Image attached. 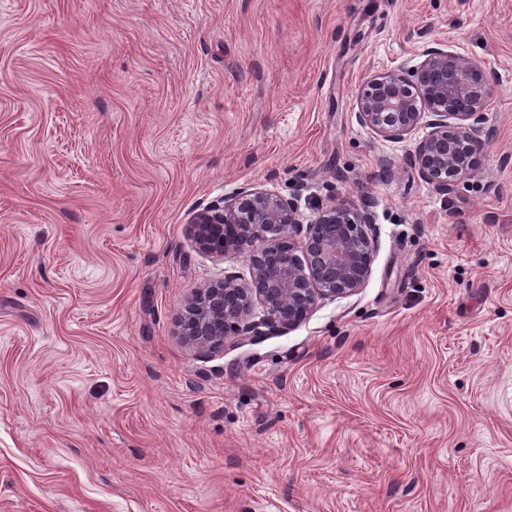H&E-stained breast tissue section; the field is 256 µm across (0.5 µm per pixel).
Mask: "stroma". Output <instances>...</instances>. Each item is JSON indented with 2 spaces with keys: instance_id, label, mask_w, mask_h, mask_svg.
<instances>
[{
  "instance_id": "35a3bbf8",
  "label": "stroma",
  "mask_w": 512,
  "mask_h": 512,
  "mask_svg": "<svg viewBox=\"0 0 512 512\" xmlns=\"http://www.w3.org/2000/svg\"><path fill=\"white\" fill-rule=\"evenodd\" d=\"M438 43L495 77L446 197L356 120ZM246 188L368 198L371 274L200 355ZM0 512H512V0H0Z\"/></svg>"
}]
</instances>
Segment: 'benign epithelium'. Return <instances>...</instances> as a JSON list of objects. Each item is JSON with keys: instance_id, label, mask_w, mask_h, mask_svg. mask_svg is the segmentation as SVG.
<instances>
[{"instance_id": "7a95c632", "label": "benign epithelium", "mask_w": 512, "mask_h": 512, "mask_svg": "<svg viewBox=\"0 0 512 512\" xmlns=\"http://www.w3.org/2000/svg\"><path fill=\"white\" fill-rule=\"evenodd\" d=\"M492 85L481 62L431 47L410 79L394 72L366 78L357 120L394 140L426 125L428 134L405 164L446 198L455 183L479 172ZM373 223L364 198L334 202L305 225L291 199L262 190H244L230 204L196 213L188 225L194 247L220 257L248 253L251 276L247 282L226 276L195 291L177 315V335L208 354L232 339L287 331L319 299L357 293L371 274L374 238L366 228ZM256 305L261 317L254 321Z\"/></svg>"}]
</instances>
